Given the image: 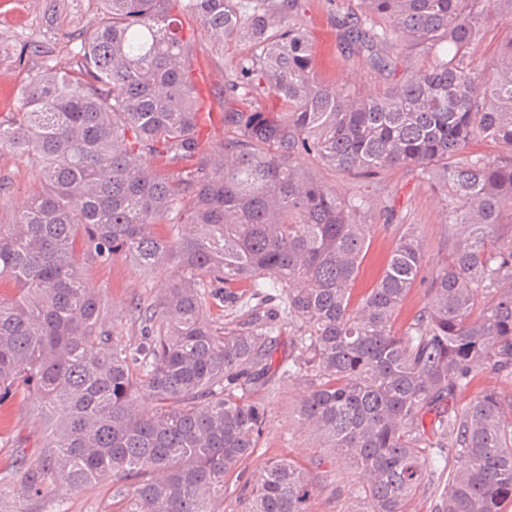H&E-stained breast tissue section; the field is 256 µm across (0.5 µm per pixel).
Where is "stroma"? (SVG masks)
I'll use <instances>...</instances> for the list:
<instances>
[{
  "label": "stroma",
  "instance_id": "35a3bbf8",
  "mask_svg": "<svg viewBox=\"0 0 512 512\" xmlns=\"http://www.w3.org/2000/svg\"><path fill=\"white\" fill-rule=\"evenodd\" d=\"M298 18L316 51V73L329 85L360 93L383 91L403 73L408 62L425 63L424 55H405L400 48L387 49L390 69L372 65L366 56L349 53L339 39L337 19L351 15L357 0H305ZM102 18L100 0H0V115L17 111L19 90L30 77L51 65L75 67L85 35ZM183 34L190 40L195 62L215 74L205 90L214 109L224 108V84L232 77L230 58H244L253 46L241 41L221 49L202 31L195 17L182 15ZM40 188L38 169L31 161L10 151H0V223L8 224L21 212L28 197ZM370 195L378 202L367 217L371 225L369 246L358 278L352 284L351 306H358L394 249L406 225H413L424 248L421 272L394 321L396 331H404L414 314L427 301V285L438 261L448 252V226L436 190L405 167L388 171ZM83 274L91 287L100 289L109 301L116 321L115 333L125 342H136L139 326L130 319L133 301L153 302L163 291L165 275H146L123 261L89 264ZM311 388L309 378L273 382L252 391V400L267 409L266 422L253 453L225 480L224 512H250V496L245 487L265 464L274 458H290L315 467L321 482L311 497L309 512H348L359 490L358 476L341 461L317 448L298 422L295 408ZM0 413L9 416L11 428L0 433V477L33 462L43 424L30 401L15 394L0 404ZM120 512L122 503L112 496V485L100 482L81 491L54 488L44 499H22L8 492L0 497V512Z\"/></svg>",
  "mask_w": 512,
  "mask_h": 512
}]
</instances>
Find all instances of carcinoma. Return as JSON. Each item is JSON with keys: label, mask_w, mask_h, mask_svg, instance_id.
<instances>
[{"label": "carcinoma", "mask_w": 512, "mask_h": 512, "mask_svg": "<svg viewBox=\"0 0 512 512\" xmlns=\"http://www.w3.org/2000/svg\"><path fill=\"white\" fill-rule=\"evenodd\" d=\"M77 69L49 68L0 118V150L34 159L42 191L0 224V403L18 392L46 424L42 458L17 480L27 496L110 476L124 512H222L224 477L256 447L266 410L249 392L294 374L312 388L297 417L362 478L354 512H407L424 488L429 435L454 464L435 512H500L512 500V421L499 393L455 404L473 376L512 379V38L499 62L471 56L512 0H359L340 37L378 67L381 49L422 48L379 94L338 90L315 72L305 0H101ZM192 14L230 60L217 150L203 148ZM494 142L495 155L469 150ZM307 156L366 187L406 167L438 191L454 241L408 330L393 318L423 264L414 229L400 237L362 304L350 309L372 206L309 175ZM118 258L170 270L163 295L132 306L140 338L114 335L108 301L82 264ZM280 289L294 327L275 363ZM250 284L251 293L239 291ZM248 314L218 325L213 308ZM157 402L148 413L140 399ZM433 416L431 426L425 425ZM318 473L267 462L251 512H308Z\"/></svg>", "instance_id": "obj_1"}]
</instances>
